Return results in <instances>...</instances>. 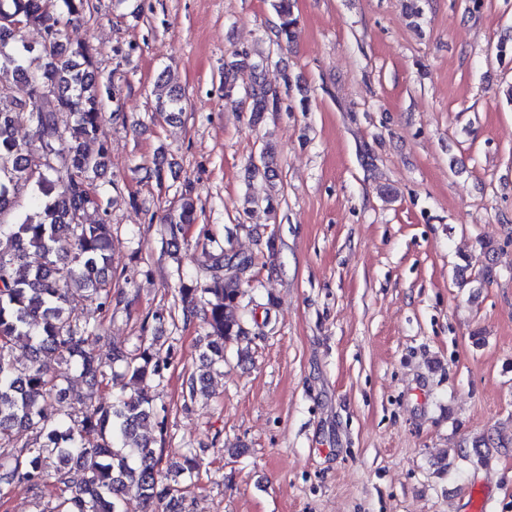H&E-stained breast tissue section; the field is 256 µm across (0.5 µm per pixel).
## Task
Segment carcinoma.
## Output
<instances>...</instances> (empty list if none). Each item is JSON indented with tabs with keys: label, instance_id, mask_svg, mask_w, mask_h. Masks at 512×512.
Returning a JSON list of instances; mask_svg holds the SVG:
<instances>
[{
	"label": "carcinoma",
	"instance_id": "carcinoma-1",
	"mask_svg": "<svg viewBox=\"0 0 512 512\" xmlns=\"http://www.w3.org/2000/svg\"><path fill=\"white\" fill-rule=\"evenodd\" d=\"M76 21L90 9L89 0H0V486H41L48 478L59 493L48 512H125L129 499L141 512H155L167 502L178 508L199 463L191 451L163 460L152 441H137L139 429L152 420L164 432L165 416L141 393L126 392L135 383L162 378L172 360L155 337H140L132 351L110 345L109 363L95 353L107 339L102 326L71 315L75 293L112 306V225L86 221L102 210V198L86 196L103 175L108 155L102 92L92 48L73 42L58 12ZM281 19L276 44L290 41L297 19L290 0H276ZM43 33L34 47L20 41L23 30ZM36 52L46 63L40 70L24 65ZM250 112L280 110L278 94L256 83L248 85ZM181 89L170 86L158 97L155 116L166 121L182 111ZM67 113L72 123L63 125ZM27 119L33 138L20 142L15 124ZM97 145V151L89 145ZM32 201L39 219L24 211ZM196 202L190 186L178 207L165 217L176 240L194 223ZM31 253L43 262L31 266ZM209 283H180L184 317L202 314L210 328L205 367L224 364L225 344L248 335L242 308L243 271L253 259L225 250H204ZM28 339V363L20 368L14 349ZM58 353L73 363L75 374L61 379L40 358ZM110 379L112 398L94 400L84 390ZM29 430L35 441L19 442Z\"/></svg>",
	"mask_w": 512,
	"mask_h": 512
}]
</instances>
